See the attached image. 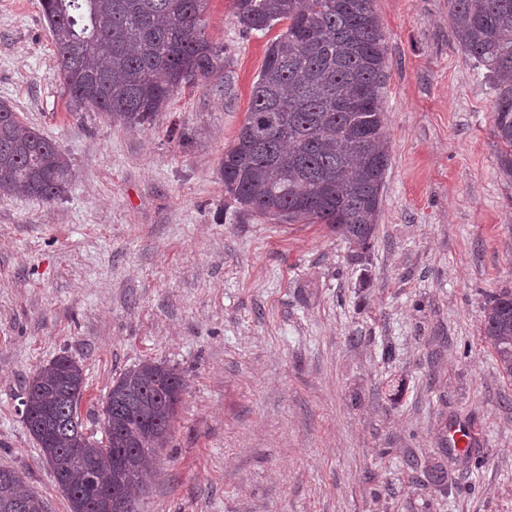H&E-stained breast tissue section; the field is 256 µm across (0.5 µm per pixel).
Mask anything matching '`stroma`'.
<instances>
[{"label": "stroma", "instance_id": "obj_1", "mask_svg": "<svg viewBox=\"0 0 512 512\" xmlns=\"http://www.w3.org/2000/svg\"><path fill=\"white\" fill-rule=\"evenodd\" d=\"M389 163L371 246L240 214L220 163L268 44L209 0L223 69L152 125L74 114L39 0H0V101L69 157L52 202L0 199V467L69 512L25 429L23 382L68 355L100 430L143 360L188 384L136 512H512V380L483 336L512 288V182L494 95L448 0H373ZM468 449L446 452L450 428Z\"/></svg>", "mask_w": 512, "mask_h": 512}]
</instances>
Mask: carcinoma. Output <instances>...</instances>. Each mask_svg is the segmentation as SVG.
Instances as JSON below:
<instances>
[{"instance_id":"cac0c4a2","label":"carcinoma","mask_w":512,"mask_h":512,"mask_svg":"<svg viewBox=\"0 0 512 512\" xmlns=\"http://www.w3.org/2000/svg\"><path fill=\"white\" fill-rule=\"evenodd\" d=\"M208 0H41L72 112L109 122L151 124L175 92L224 67L207 37ZM373 0H233L243 31L269 43L245 122L224 151V190L243 214L282 223L325 224L366 250L380 210L388 160L379 91L386 37ZM453 32L485 69L495 95L492 132L512 181V0H448ZM93 88L97 97L87 96ZM73 174L65 154L0 101V198L19 191L51 201ZM483 333L512 378V289L490 296ZM186 389L177 368L145 360L112 383L104 438L77 414L84 374L62 355L27 378L21 418L48 461L70 512H134L143 471L166 447ZM0 512H47L19 474L0 468Z\"/></svg>"}]
</instances>
